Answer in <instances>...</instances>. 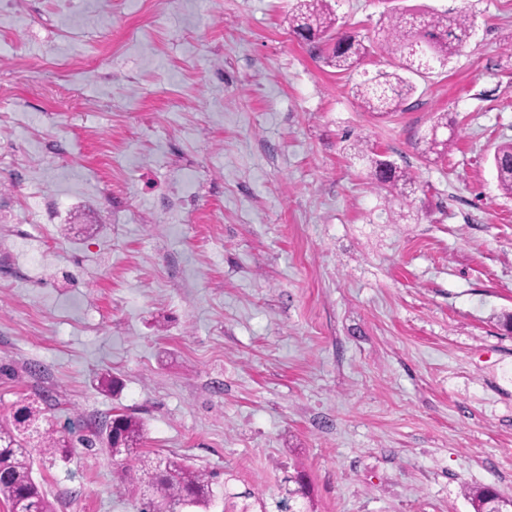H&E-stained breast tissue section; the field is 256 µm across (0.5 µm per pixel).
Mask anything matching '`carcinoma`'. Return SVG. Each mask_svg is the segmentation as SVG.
I'll list each match as a JSON object with an SVG mask.
<instances>
[{
  "mask_svg": "<svg viewBox=\"0 0 512 512\" xmlns=\"http://www.w3.org/2000/svg\"><path fill=\"white\" fill-rule=\"evenodd\" d=\"M338 18L331 10L329 0H296L289 17L292 31L309 43L324 46L327 63L339 71H352L362 65L367 57L382 48L398 59V68L413 73L410 59L411 45L424 39L428 42L436 63L443 66L459 54L474 31V25L465 14L453 18L433 12L399 8L388 16L387 26L382 29V38L366 45L352 36L333 35ZM414 91L409 78L398 73H381L356 87V95L362 106L383 115L396 111ZM376 187L405 194L413 180L395 165L383 164L369 157ZM499 188L512 195V142L499 145L493 154ZM29 409L20 405L13 411L7 423H0V497L9 506L17 500L27 499L34 512H54L51 503L33 478L34 455L41 460L55 462L66 460L69 442L53 427L37 431L39 445L30 446L31 428L23 424L21 416ZM92 436L112 451L113 439L124 446L120 462L122 474L131 470L139 472L140 512H151L157 501L176 505L180 512H188L185 504L192 508L208 509L214 505V486L218 475L194 467L176 458L150 459L139 445L143 439V424L138 417L119 413L114 415L105 431H93ZM474 512H493L503 509L505 504L492 487H481L469 493Z\"/></svg>",
  "mask_w": 512,
  "mask_h": 512,
  "instance_id": "1",
  "label": "carcinoma"
}]
</instances>
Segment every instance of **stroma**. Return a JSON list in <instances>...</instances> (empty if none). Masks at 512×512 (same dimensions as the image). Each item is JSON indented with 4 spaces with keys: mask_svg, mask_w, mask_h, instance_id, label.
Here are the masks:
<instances>
[{
    "mask_svg": "<svg viewBox=\"0 0 512 512\" xmlns=\"http://www.w3.org/2000/svg\"><path fill=\"white\" fill-rule=\"evenodd\" d=\"M398 0H331L375 40ZM474 15L464 51L399 111L355 97L393 69L327 66L295 0H0V421L69 437L35 462L56 512H138L88 424L126 412L144 448L278 512H473L512 498V0H405ZM449 150L421 138L436 120ZM360 143L415 185L377 190ZM58 221L30 230L41 196ZM121 388H102V377ZM499 188L512 195V142L499 145L493 154ZM499 495L498 491L492 487H481L478 490L469 492L475 512H491L495 508H506L503 498H500Z\"/></svg>",
    "mask_w": 512,
    "mask_h": 512,
    "instance_id": "35a3bbf8",
    "label": "stroma"
}]
</instances>
